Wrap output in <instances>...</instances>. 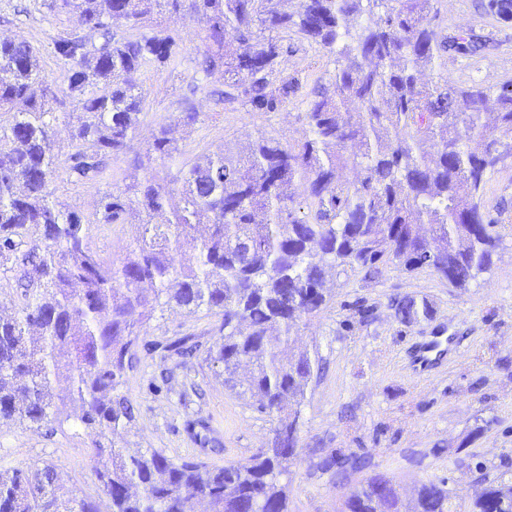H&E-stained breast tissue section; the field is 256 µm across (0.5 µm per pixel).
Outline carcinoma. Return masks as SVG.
<instances>
[{
	"mask_svg": "<svg viewBox=\"0 0 512 512\" xmlns=\"http://www.w3.org/2000/svg\"><path fill=\"white\" fill-rule=\"evenodd\" d=\"M97 35L63 33L54 51L69 62L64 92L82 117L70 127L64 173L72 184L103 178L130 149L145 101L144 66L167 67L175 39L143 31L148 16L202 15L197 58L224 76V100L275 114L301 86L279 69L301 36L335 56L311 91L303 140L284 146L259 134L197 159L180 198L149 174L99 200L98 224H127L119 263L101 257L91 224L54 198L56 97L36 49L0 39V267L21 290L20 309L0 316V421L39 432L76 420L93 448L105 499L78 497L46 462L0 470V512H288L289 450L318 352L294 348V333L327 304L328 276L372 278L393 263L428 268L456 288L490 271L499 219L484 209L488 177L512 159V79L465 86L444 71L448 53L477 42L441 25L438 0H52ZM485 14L512 22V0H484ZM181 149L165 124L148 163L166 167ZM356 172L352 177L349 172ZM138 217V223L130 221ZM405 325L432 317L426 299L393 302ZM222 317L210 360L230 388L258 396L256 410L279 418L270 445L224 467L174 463L158 450L124 452L135 434L123 391L134 347L157 309ZM65 373L69 386L59 390ZM340 512H512V480L484 475L468 500L430 480L403 502L376 474L352 488Z\"/></svg>",
	"mask_w": 512,
	"mask_h": 512,
	"instance_id": "cac0c4a2",
	"label": "carcinoma"
}]
</instances>
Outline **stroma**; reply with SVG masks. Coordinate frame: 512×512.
<instances>
[{
	"mask_svg": "<svg viewBox=\"0 0 512 512\" xmlns=\"http://www.w3.org/2000/svg\"><path fill=\"white\" fill-rule=\"evenodd\" d=\"M481 3L439 0L437 7L449 33L485 43L472 55L449 53V77L489 87L512 79V23L487 16ZM168 26L178 42L176 68L139 74L146 105L131 152L114 158L112 174L102 182L73 185L61 174L54 179L57 200L87 222H95L103 192L144 177L132 159L146 154L159 124L173 125L182 151L177 167L162 173L172 182L197 156L248 134L262 132L283 145L298 144L310 92L334 67L319 46L295 39L296 50L283 66L299 72V91L285 111L249 113L236 103H215L214 93L224 89L223 76H204L195 65L206 21L175 18ZM80 29L74 15L50 10L47 0H0V37L24 39L38 49L45 85L57 93L69 64L55 55L53 40ZM187 99L207 114L190 131L176 124ZM54 107L65 117L56 136L64 158L71 151L67 127L76 123L80 109L59 93ZM484 202L486 209L502 212L497 227L502 241L491 271L476 282L456 288L430 269L408 272L392 263L372 279L350 272L329 283L325 308L300 329L298 347L319 352L322 369L303 407L298 461L289 477L290 512H338L342 496L376 473L392 478L408 499L432 479H447L453 496L467 498L478 489L481 475H512V366L496 364L512 359L511 163L489 178ZM407 295L428 300L432 319L401 324L391 302ZM361 305L368 308V319L360 318ZM219 324L218 316L205 311L188 316L167 309L144 327L125 383L137 413L132 448L156 449L176 463L203 460L224 466L269 445L276 419L259 413L250 394L226 386L221 367L207 358L219 338ZM441 329L451 339L446 358L431 370H416L413 347ZM181 337L192 346V355L166 351V344ZM474 429L479 432L475 438L470 435ZM333 453L341 456L342 470L323 468ZM46 462L76 494L102 497L88 440L72 425L41 434L17 421L0 422V469Z\"/></svg>",
	"mask_w": 512,
	"mask_h": 512,
	"instance_id": "35a3bbf8",
	"label": "stroma"
}]
</instances>
